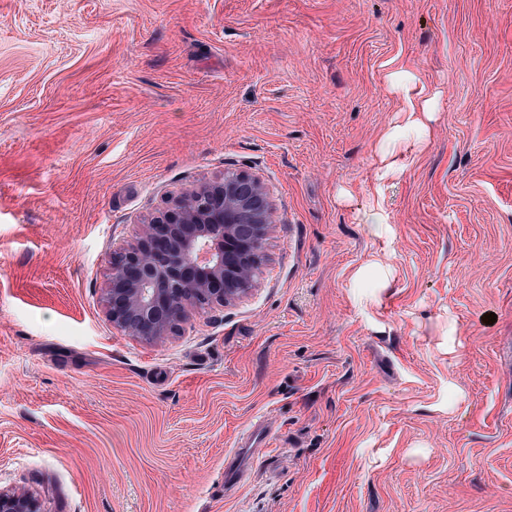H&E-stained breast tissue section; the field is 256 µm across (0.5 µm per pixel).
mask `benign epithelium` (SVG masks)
<instances>
[{"label":"benign epithelium","instance_id":"1","mask_svg":"<svg viewBox=\"0 0 512 512\" xmlns=\"http://www.w3.org/2000/svg\"><path fill=\"white\" fill-rule=\"evenodd\" d=\"M274 223L270 194L255 174L226 173L185 189L113 252L102 297L107 316L127 335L155 342L192 303H237L258 287ZM0 512L40 510L26 492L0 490Z\"/></svg>","mask_w":512,"mask_h":512}]
</instances>
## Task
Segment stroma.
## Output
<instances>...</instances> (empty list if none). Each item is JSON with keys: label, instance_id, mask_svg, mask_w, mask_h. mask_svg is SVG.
I'll return each instance as SVG.
<instances>
[{"label": "stroma", "instance_id": "1", "mask_svg": "<svg viewBox=\"0 0 512 512\" xmlns=\"http://www.w3.org/2000/svg\"><path fill=\"white\" fill-rule=\"evenodd\" d=\"M403 66L439 92L417 151L380 141ZM380 144L409 159L378 238ZM240 170L275 208L259 287L158 342L113 326V250ZM375 256L390 288L352 287ZM261 420L272 452L225 489ZM0 489L512 512V0H0Z\"/></svg>", "mask_w": 512, "mask_h": 512}]
</instances>
